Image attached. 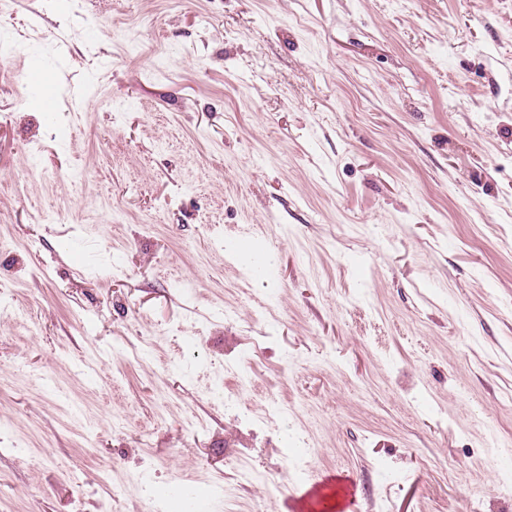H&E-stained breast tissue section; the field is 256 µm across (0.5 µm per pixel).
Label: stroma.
I'll list each match as a JSON object with an SVG mask.
<instances>
[{"mask_svg": "<svg viewBox=\"0 0 512 512\" xmlns=\"http://www.w3.org/2000/svg\"><path fill=\"white\" fill-rule=\"evenodd\" d=\"M1 40L0 512H512V0H12Z\"/></svg>", "mask_w": 512, "mask_h": 512, "instance_id": "1", "label": "stroma"}]
</instances>
